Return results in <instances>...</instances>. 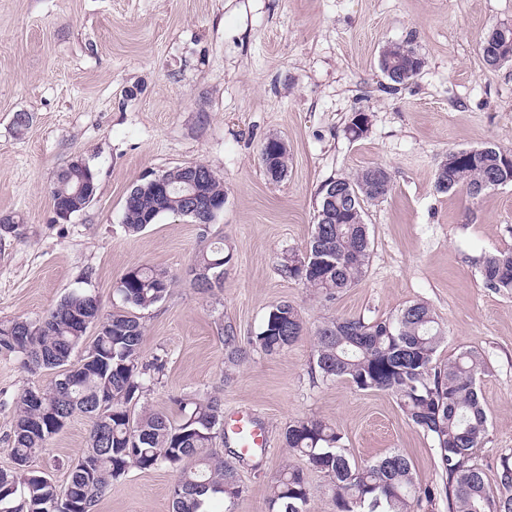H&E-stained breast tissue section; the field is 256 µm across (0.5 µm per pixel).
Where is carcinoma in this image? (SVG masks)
Returning a JSON list of instances; mask_svg holds the SVG:
<instances>
[{
	"mask_svg": "<svg viewBox=\"0 0 512 512\" xmlns=\"http://www.w3.org/2000/svg\"><path fill=\"white\" fill-rule=\"evenodd\" d=\"M496 33L497 29L490 30L480 43L483 61L492 68L498 66ZM379 59L381 68L389 61L394 64L387 76L392 89L407 85L426 64L408 41L387 45ZM261 153L272 156L273 164L286 174L288 148L267 141ZM190 172L183 165L162 174L169 184V200L159 197L144 180L134 185L124 209L127 231L138 233L164 213L184 214L178 197ZM206 172L211 199H223L224 180L209 167ZM85 179L89 189L97 190L91 168L84 172L76 167L61 169L51 190L52 200L74 203L72 195ZM390 183L391 175L381 165L325 181L318 190L317 211L325 213L326 222L316 218L305 253L289 255L282 273L328 302L354 287L369 264L367 227L362 212L354 211L344 196L325 203L329 185L338 189L350 186L371 201L385 196ZM434 184L439 193L468 196L476 188L481 196L511 185L512 153L496 147L474 153L467 149L450 152L447 163L437 169ZM230 260L220 239L197 254L190 273L202 269L219 272ZM477 264L487 288L512 294V249L485 254ZM171 284L166 272L137 265L122 275L117 292L124 304L146 310L165 299ZM99 315L101 307L94 295L77 291L65 296L38 322L21 317L0 322V353L21 358L31 371H58L54 382L42 390L41 404L31 402L27 389L17 399L8 448L13 468L0 469V503L18 493L25 512H94L112 481L129 469L161 466L175 473L173 512H205V505L215 500L234 503L243 493L237 469L213 449L218 436L229 439L221 397L178 398L182 415L178 423L149 409L131 414L130 404L141 397L144 382L164 368L161 359L149 360L145 355L140 317L124 309L104 316V330L80 356L82 370L72 379L67 377L74 352L89 328L86 320ZM304 335L297 308L280 301L272 305L253 336L242 337L233 326L224 327V358L238 365L255 349L278 355ZM443 339L433 312L422 303L408 305L389 319L367 322L340 317L316 328L314 372L326 382L344 380L362 391L392 395L407 419L433 437L438 468L446 477L441 487L419 483L409 459L396 451L359 463L342 446L336 429L323 420H293L284 430L285 445L304 458L307 468L328 478L336 512H426L442 493L448 498V512H512V455L501 458L497 473L499 489L507 492L504 497L494 493L476 457V449L488 433V417L477 385L485 372L484 361L466 349L444 363L437 362ZM77 413L89 418V446L68 465V480L60 489L45 472L35 469L34 463L45 453L48 440L63 428L58 419ZM310 497L300 467L283 468L269 485L270 512H307Z\"/></svg>",
	"mask_w": 512,
	"mask_h": 512,
	"instance_id": "1",
	"label": "carcinoma"
}]
</instances>
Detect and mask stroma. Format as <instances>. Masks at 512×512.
I'll return each mask as SVG.
<instances>
[{
	"instance_id": "1",
	"label": "stroma",
	"mask_w": 512,
	"mask_h": 512,
	"mask_svg": "<svg viewBox=\"0 0 512 512\" xmlns=\"http://www.w3.org/2000/svg\"><path fill=\"white\" fill-rule=\"evenodd\" d=\"M503 23L512 25V0H0V216L26 226L24 239L0 241V321L41 320L77 290L109 314L123 306L116 288L128 268L166 271L168 295L140 313L145 353L165 367L131 411L176 422V397L216 394L225 415L250 413L266 433L265 454L237 461L244 492L212 512H269L272 477L304 464L283 443L298 418L332 425L356 461L397 451L420 482L441 483L433 439L393 396L311 373L318 325L385 319L423 303L446 334L438 362L473 349L488 367L480 381L488 435L477 460L496 484L500 457L512 453V294L486 288L476 260L512 248V185L471 199L436 192L434 177L449 152L512 151V61L492 69L480 51L484 34ZM407 40L426 65L393 91L379 54ZM358 111L369 127L355 140L346 126ZM19 112L31 117L20 132ZM270 138L290 157L278 183L260 157ZM76 159L95 171L97 194L60 220L51 188ZM195 162L224 180V208L211 224L165 214L129 234L125 200L141 176ZM376 163L392 184L364 207L366 273L324 301L281 265L309 244L321 184ZM218 238L232 259L223 287L205 291L188 270ZM283 300L298 309L303 339L227 367L225 326L255 335ZM56 376L0 355V468L12 465L17 397ZM89 430L74 415L37 468L64 484ZM173 482L166 467L130 469L95 512H172Z\"/></svg>"
}]
</instances>
